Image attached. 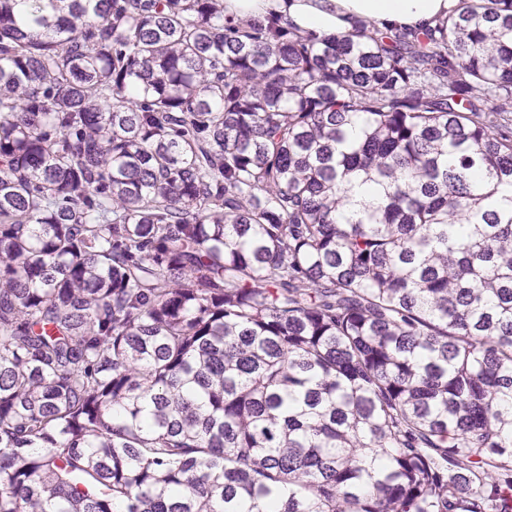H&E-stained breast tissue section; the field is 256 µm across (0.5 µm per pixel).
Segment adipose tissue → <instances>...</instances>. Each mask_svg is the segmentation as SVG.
I'll return each mask as SVG.
<instances>
[{"mask_svg":"<svg viewBox=\"0 0 512 512\" xmlns=\"http://www.w3.org/2000/svg\"><path fill=\"white\" fill-rule=\"evenodd\" d=\"M457 0H224L226 16L286 18L299 35L321 39L347 34L368 21L379 30L421 32L447 17Z\"/></svg>","mask_w":512,"mask_h":512,"instance_id":"obj_1","label":"adipose tissue"}]
</instances>
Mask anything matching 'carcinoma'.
Returning <instances> with one entry per match:
<instances>
[{
	"label": "carcinoma",
	"instance_id": "obj_1",
	"mask_svg": "<svg viewBox=\"0 0 512 512\" xmlns=\"http://www.w3.org/2000/svg\"><path fill=\"white\" fill-rule=\"evenodd\" d=\"M0 512H512V0H0ZM457 0H224V17L282 15L299 35L321 39L347 34L360 21L379 30L422 32L448 17Z\"/></svg>",
	"mask_w": 512,
	"mask_h": 512
}]
</instances>
